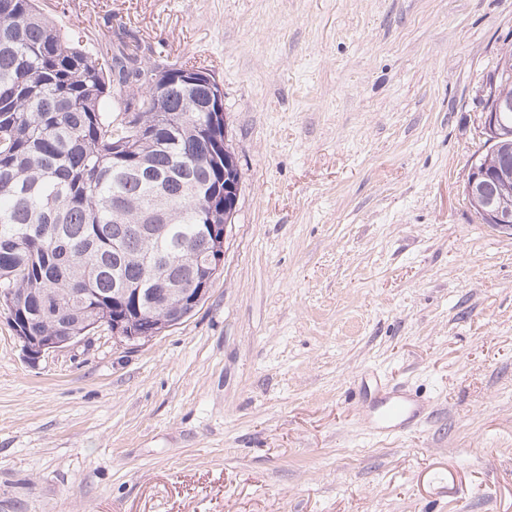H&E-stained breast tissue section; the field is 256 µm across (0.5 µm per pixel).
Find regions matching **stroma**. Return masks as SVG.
Wrapping results in <instances>:
<instances>
[{"mask_svg":"<svg viewBox=\"0 0 512 512\" xmlns=\"http://www.w3.org/2000/svg\"><path fill=\"white\" fill-rule=\"evenodd\" d=\"M224 89V262L180 325L29 362L0 311V512H512V236L464 192L512 0H39ZM430 401L381 440L349 395Z\"/></svg>","mask_w":512,"mask_h":512,"instance_id":"stroma-1","label":"stroma"}]
</instances>
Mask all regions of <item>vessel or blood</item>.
<instances>
[{
	"label": "vessel or blood",
	"mask_w": 512,
	"mask_h": 512,
	"mask_svg": "<svg viewBox=\"0 0 512 512\" xmlns=\"http://www.w3.org/2000/svg\"><path fill=\"white\" fill-rule=\"evenodd\" d=\"M359 396L364 405L362 420L369 433L377 438L403 436L416 431L427 419L421 396L402 386L360 384Z\"/></svg>",
	"instance_id": "obj_1"
}]
</instances>
